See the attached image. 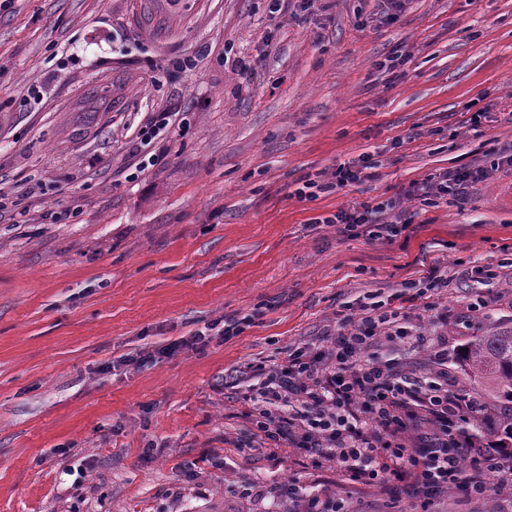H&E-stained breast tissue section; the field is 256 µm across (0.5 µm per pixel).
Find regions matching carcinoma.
I'll return each instance as SVG.
<instances>
[{"instance_id":"1","label":"carcinoma","mask_w":512,"mask_h":512,"mask_svg":"<svg viewBox=\"0 0 512 512\" xmlns=\"http://www.w3.org/2000/svg\"><path fill=\"white\" fill-rule=\"evenodd\" d=\"M466 388L487 386L500 404L502 448H512V326H494L460 353Z\"/></svg>"}]
</instances>
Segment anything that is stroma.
I'll return each mask as SVG.
<instances>
[{"label": "stroma", "instance_id": "stroma-1", "mask_svg": "<svg viewBox=\"0 0 512 512\" xmlns=\"http://www.w3.org/2000/svg\"><path fill=\"white\" fill-rule=\"evenodd\" d=\"M469 165L463 196L417 199ZM380 201L409 239L320 221ZM419 258L448 269L408 309L432 345L375 352L411 377L443 353L457 388L462 345L512 325V0H10L0 512H512V490L424 499L257 435L249 387L368 296L399 307Z\"/></svg>", "mask_w": 512, "mask_h": 512}]
</instances>
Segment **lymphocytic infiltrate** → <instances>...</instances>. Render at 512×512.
Masks as SVG:
<instances>
[{
  "mask_svg": "<svg viewBox=\"0 0 512 512\" xmlns=\"http://www.w3.org/2000/svg\"><path fill=\"white\" fill-rule=\"evenodd\" d=\"M388 202L340 208L325 216L340 232L394 242L409 226L386 220ZM448 285L439 264L421 263L416 278L403 284L408 302L431 310L426 293ZM407 314L385 310L383 302L362 304L332 337L329 348L289 354L286 364L270 371L256 393L257 401L280 403L273 416L261 412L258 432L276 448H304L336 459L355 481L368 483L378 472L391 473L427 494L460 486L488 493V474L512 480V451L479 447L469 425L482 404L473 395L448 386V372L439 369L413 380L391 365L368 359L379 338H412L428 347L423 331L408 332ZM429 421L431 442L411 445L408 433Z\"/></svg>",
  "mask_w": 512,
  "mask_h": 512,
  "instance_id": "lymphocytic-infiltrate-1",
  "label": "lymphocytic infiltrate"
}]
</instances>
